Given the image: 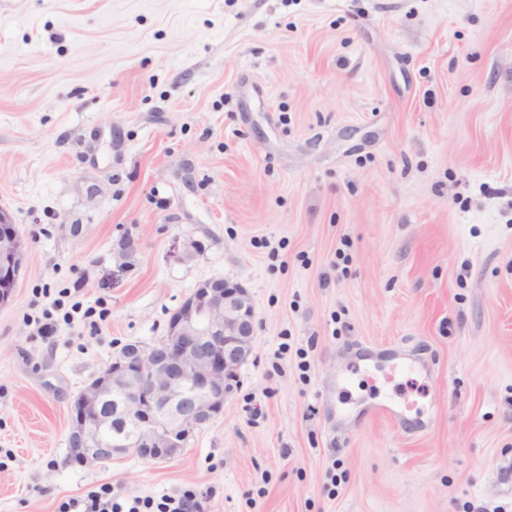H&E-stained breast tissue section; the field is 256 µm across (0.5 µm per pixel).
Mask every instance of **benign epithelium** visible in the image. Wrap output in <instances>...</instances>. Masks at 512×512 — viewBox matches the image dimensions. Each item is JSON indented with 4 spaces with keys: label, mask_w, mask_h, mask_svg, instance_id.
Masks as SVG:
<instances>
[{
    "label": "benign epithelium",
    "mask_w": 512,
    "mask_h": 512,
    "mask_svg": "<svg viewBox=\"0 0 512 512\" xmlns=\"http://www.w3.org/2000/svg\"><path fill=\"white\" fill-rule=\"evenodd\" d=\"M24 259V237L0 210V306L13 297ZM255 315L246 288L211 280L171 315L156 344L123 345L112 362L76 397L70 409L68 445L81 465L112 459L115 448L100 439V406L120 394L135 425L122 444L143 459L179 454L191 432L224 413L240 367L251 355Z\"/></svg>",
    "instance_id": "1"
}]
</instances>
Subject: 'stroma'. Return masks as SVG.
Listing matches in <instances>:
<instances>
[{"instance_id": "35a3bbf8", "label": "stroma", "mask_w": 512, "mask_h": 512, "mask_svg": "<svg viewBox=\"0 0 512 512\" xmlns=\"http://www.w3.org/2000/svg\"><path fill=\"white\" fill-rule=\"evenodd\" d=\"M0 208V512H512V0H0ZM216 279L256 324L223 414L71 462L77 395ZM24 259V237L11 217L0 210V306L13 297ZM128 507V510H124ZM200 511L202 505L196 494L184 490L178 497H164L160 501L135 496L126 504L120 503L112 496V486L103 483L96 490L88 491L77 498H69L59 505V512H194Z\"/></svg>"}]
</instances>
